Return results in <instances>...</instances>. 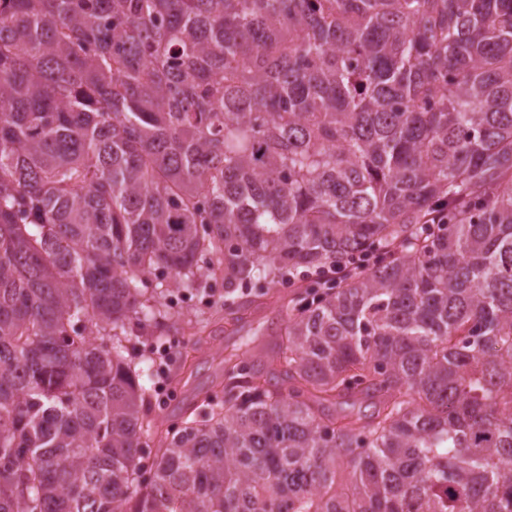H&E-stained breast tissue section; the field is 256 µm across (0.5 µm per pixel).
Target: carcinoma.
<instances>
[{
  "instance_id": "obj_1",
  "label": "carcinoma",
  "mask_w": 512,
  "mask_h": 512,
  "mask_svg": "<svg viewBox=\"0 0 512 512\" xmlns=\"http://www.w3.org/2000/svg\"><path fill=\"white\" fill-rule=\"evenodd\" d=\"M368 252L158 428L164 289ZM0 512H512V0H0Z\"/></svg>"
}]
</instances>
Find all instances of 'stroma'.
<instances>
[{
	"label": "stroma",
	"instance_id": "35a3bbf8",
	"mask_svg": "<svg viewBox=\"0 0 512 512\" xmlns=\"http://www.w3.org/2000/svg\"><path fill=\"white\" fill-rule=\"evenodd\" d=\"M276 306L275 300L259 298L256 309L237 331L221 328L199 336L191 328V321L207 319L217 310L223 309L224 292L220 289L196 288L186 291L184 301L178 306L183 321L174 328L164 331L148 323L136 320L129 322V359L139 362L151 357L155 362H162L163 355L157 352L154 342L155 336L162 334L167 339L172 355H186L188 365L194 369L187 383L171 385L170 395L164 398L159 395L163 382L159 370H152L145 376L144 384L152 393L153 418L169 425L176 423L177 408L181 403L193 400L202 388L223 379L225 354L238 350L248 352L253 357L258 356L262 347L275 335Z\"/></svg>",
	"mask_w": 512,
	"mask_h": 512
}]
</instances>
